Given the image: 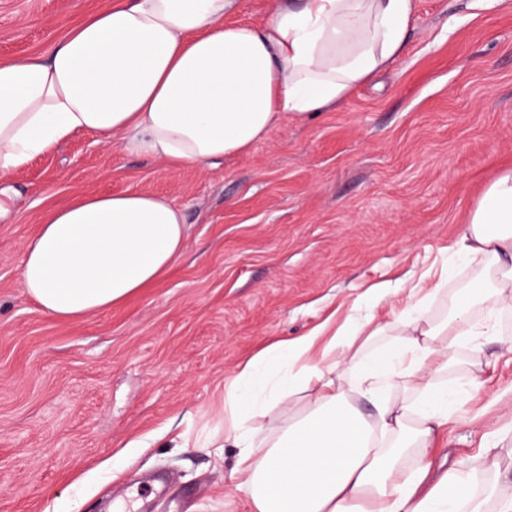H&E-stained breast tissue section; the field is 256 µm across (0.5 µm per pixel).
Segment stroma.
I'll use <instances>...</instances> for the list:
<instances>
[{
	"instance_id": "1",
	"label": "stroma",
	"mask_w": 512,
	"mask_h": 512,
	"mask_svg": "<svg viewBox=\"0 0 512 512\" xmlns=\"http://www.w3.org/2000/svg\"><path fill=\"white\" fill-rule=\"evenodd\" d=\"M115 0H0V61L44 53ZM386 74L336 108L287 117L249 152L175 167L79 133L9 179L0 221V512H251L230 486L225 384L275 340L431 305L452 317L484 284L457 230L512 168V0H415ZM153 192L180 208L181 256L156 283L74 319L45 312L19 275L25 241L75 194ZM398 293L376 303L370 289ZM496 335L448 365L458 399L446 466L512 485V305L471 304Z\"/></svg>"
}]
</instances>
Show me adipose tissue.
<instances>
[{
	"label": "adipose tissue",
	"instance_id": "obj_1",
	"mask_svg": "<svg viewBox=\"0 0 512 512\" xmlns=\"http://www.w3.org/2000/svg\"><path fill=\"white\" fill-rule=\"evenodd\" d=\"M236 0H120L42 57L0 63V180L78 132L182 167L250 150L288 116L345 100L406 45L414 0H278L268 21L225 24ZM179 209L149 193L78 194L23 247L20 286L71 319L126 301L181 255ZM492 259L497 305L512 291V169L458 231ZM486 325L434 322L423 303L394 321L319 326L241 362L227 390L225 445L251 512H480L472 480L433 473L448 431L455 348ZM287 367L267 374L269 365ZM305 412L275 408L302 392ZM372 405L363 414L354 404Z\"/></svg>",
	"mask_w": 512,
	"mask_h": 512
}]
</instances>
